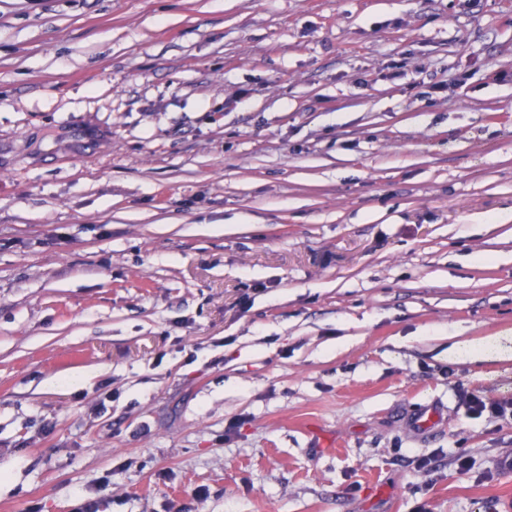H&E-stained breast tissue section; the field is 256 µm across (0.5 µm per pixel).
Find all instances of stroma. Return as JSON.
Segmentation results:
<instances>
[{
  "label": "stroma",
  "instance_id": "1",
  "mask_svg": "<svg viewBox=\"0 0 512 512\" xmlns=\"http://www.w3.org/2000/svg\"><path fill=\"white\" fill-rule=\"evenodd\" d=\"M496 332L512 0H0V512H512ZM471 413L482 416L484 412L491 415L504 416L507 412L512 414V401H501L481 395L470 394L466 400Z\"/></svg>",
  "mask_w": 512,
  "mask_h": 512
}]
</instances>
